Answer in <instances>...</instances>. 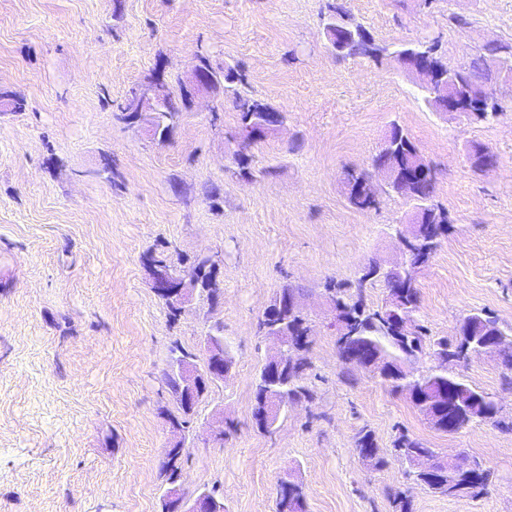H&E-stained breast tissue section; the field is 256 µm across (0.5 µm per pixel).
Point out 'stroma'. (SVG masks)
I'll use <instances>...</instances> for the list:
<instances>
[{"label": "stroma", "instance_id": "stroma-1", "mask_svg": "<svg viewBox=\"0 0 512 512\" xmlns=\"http://www.w3.org/2000/svg\"><path fill=\"white\" fill-rule=\"evenodd\" d=\"M381 43L432 41L449 64L488 42L512 43V0H342ZM327 0H0V89L24 103L0 114V512H159V477L177 405L163 380L170 350L202 354L220 327L232 369L198 404L180 484L224 512H275L286 472L306 512H512V432L475 422L432 428L404 395L336 350L328 281H355L375 260L401 262L396 230L411 202L381 194L347 202L345 168H370L391 124L436 170L435 199L452 228L418 270L421 322L453 337L468 315L512 328V56L490 123L434 111L389 61L330 47ZM234 67L250 94L286 115L249 147L239 176L238 115L223 94L199 97L172 139L149 136L118 107L153 71L171 88L198 52ZM495 167L472 166V146ZM111 171H104V158ZM222 260L218 305L198 298L170 318L144 257ZM301 288L312 328L313 397L275 430L252 423V384L275 342L257 322L284 283ZM457 371L512 420V372L475 355ZM223 423V444L210 427ZM371 431L386 463L358 455ZM439 455L466 453L490 470L485 494L448 497L406 475L399 433Z\"/></svg>", "mask_w": 512, "mask_h": 512}]
</instances>
